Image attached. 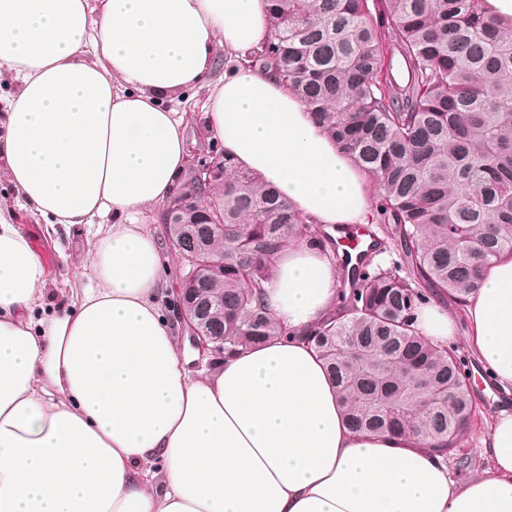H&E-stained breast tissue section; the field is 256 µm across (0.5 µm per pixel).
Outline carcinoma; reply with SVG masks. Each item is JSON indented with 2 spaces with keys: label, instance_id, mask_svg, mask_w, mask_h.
<instances>
[{
  "label": "carcinoma",
  "instance_id": "carcinoma-1",
  "mask_svg": "<svg viewBox=\"0 0 512 512\" xmlns=\"http://www.w3.org/2000/svg\"><path fill=\"white\" fill-rule=\"evenodd\" d=\"M271 36L248 66L305 103L376 190L375 223L401 263L372 264L373 238L308 342L350 429L435 442L456 455L474 411L468 374L420 334L432 297L458 303L512 253V19L486 0H269ZM389 40L382 43V31ZM168 240L202 255L187 315L224 356L288 335L262 301L288 243L336 253L283 195L224 159V177L173 205Z\"/></svg>",
  "mask_w": 512,
  "mask_h": 512
}]
</instances>
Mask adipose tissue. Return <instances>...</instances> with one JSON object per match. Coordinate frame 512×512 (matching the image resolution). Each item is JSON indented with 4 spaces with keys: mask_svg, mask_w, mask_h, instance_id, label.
<instances>
[{
    "mask_svg": "<svg viewBox=\"0 0 512 512\" xmlns=\"http://www.w3.org/2000/svg\"><path fill=\"white\" fill-rule=\"evenodd\" d=\"M267 0H0V512H512V415L490 419L489 465L453 476L408 437L358 434L307 334L334 313L335 262L299 242L264 284L288 336L194 373L161 298L164 246L142 212L186 164L178 95L209 90L207 121L238 169L310 223H362L365 174L275 77L240 64L270 36ZM223 47L234 67L216 73ZM81 225L91 283L35 317L46 270L15 224ZM512 385V254L462 313L418 314Z\"/></svg>",
    "mask_w": 512,
    "mask_h": 512,
    "instance_id": "adipose-tissue-1",
    "label": "adipose tissue"
}]
</instances>
